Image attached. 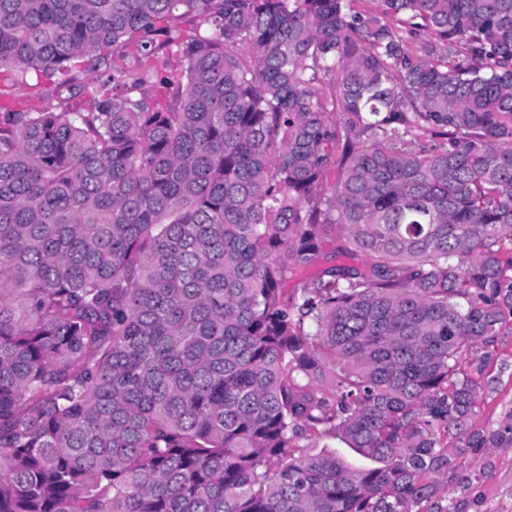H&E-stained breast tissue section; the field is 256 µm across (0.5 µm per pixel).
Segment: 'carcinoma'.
<instances>
[{
	"label": "carcinoma",
	"mask_w": 512,
	"mask_h": 512,
	"mask_svg": "<svg viewBox=\"0 0 512 512\" xmlns=\"http://www.w3.org/2000/svg\"><path fill=\"white\" fill-rule=\"evenodd\" d=\"M357 2L0 0L13 82L91 99L0 110V512H454L512 315V0ZM333 240L364 263L286 291Z\"/></svg>",
	"instance_id": "1"
}]
</instances>
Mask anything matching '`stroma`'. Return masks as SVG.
Instances as JSON below:
<instances>
[{
  "mask_svg": "<svg viewBox=\"0 0 512 512\" xmlns=\"http://www.w3.org/2000/svg\"><path fill=\"white\" fill-rule=\"evenodd\" d=\"M10 67L0 68V91L22 110L42 105L51 92L49 81L29 75L26 85L11 81ZM489 371L495 382L481 392L475 425L499 432L496 446L480 448L464 457L458 477L449 484V500L456 512H512V318L507 319L495 345Z\"/></svg>",
  "mask_w": 512,
  "mask_h": 512,
  "instance_id": "obj_1",
  "label": "stroma"
}]
</instances>
